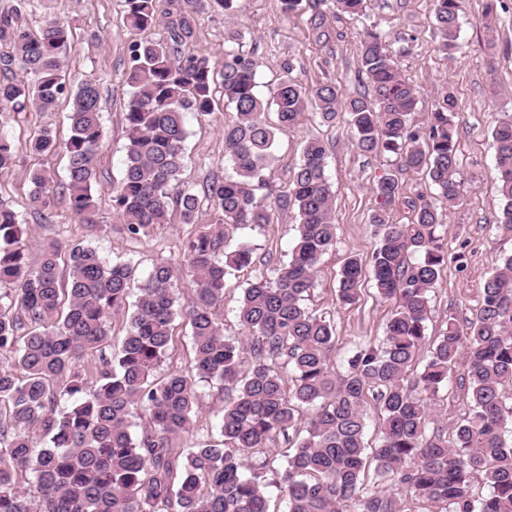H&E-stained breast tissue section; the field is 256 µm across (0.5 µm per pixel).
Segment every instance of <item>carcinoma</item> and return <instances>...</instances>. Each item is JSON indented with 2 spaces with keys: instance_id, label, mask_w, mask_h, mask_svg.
<instances>
[{
  "instance_id": "carcinoma-1",
  "label": "carcinoma",
  "mask_w": 512,
  "mask_h": 512,
  "mask_svg": "<svg viewBox=\"0 0 512 512\" xmlns=\"http://www.w3.org/2000/svg\"><path fill=\"white\" fill-rule=\"evenodd\" d=\"M29 0L0 13V104L15 112L31 105L56 111L72 101L70 136L59 144L45 126L30 142L39 154L64 148L67 177L60 196L75 216L97 211V155L103 143L99 83L67 86L61 53L69 22L44 21L33 31L20 22ZM365 0H333L336 14L358 16ZM124 17L138 32L127 71L126 159L112 184V210L128 237L140 241L155 226L199 223L201 199L214 221L183 243L182 261L194 277V299L178 313L170 266L147 274L129 307L136 269L110 262L83 242L58 240L31 258L26 215L0 203V512H268V487L285 492L286 512H512V252L499 256L484 282L482 301L464 326L448 321L428 339L430 292L448 250L443 213L424 196L407 201L409 224H393L389 210L400 196L398 174L388 168L374 184L371 217L379 241L371 256H351L338 280L337 299L351 305L370 271L378 296L394 304L379 342L358 344L343 373L329 366L334 323L304 304L315 287L322 256L336 242L335 188L325 174L326 145L310 139L278 207H295L298 234L288 261L265 275L252 246L229 245L230 232L270 223L267 170L277 131L294 126L308 106L324 123L339 113L362 154L399 156L400 170L423 171L440 196L460 199L455 100L421 126L412 114L415 87L402 75L387 34L365 30L360 71L370 96L339 104L335 86L306 87L286 74L264 97L257 64L243 50L241 31L224 34V55L179 56L193 36L190 14L173 0H123ZM441 50L458 47L464 0H434ZM167 36L158 37V28ZM235 116L224 123L226 177L206 180L202 191L180 186L187 138L186 115L214 113L215 87ZM275 109L277 125L266 121ZM502 210L497 224L512 238V117L492 130ZM15 159L0 122V169ZM44 170L30 174L26 210L47 221L53 200ZM254 272L237 309L242 336H224L217 310L226 276ZM184 317L194 351L184 371L156 375L168 358L173 323ZM125 321L121 346L112 350V318ZM422 369L414 372L424 345ZM224 391L216 413L219 438L188 453L172 440L194 427L197 382ZM457 385L468 411L445 432L429 430L427 400ZM377 410L379 443H365L368 407ZM145 419L132 434L136 420ZM288 448L279 452L280 441ZM284 464L273 467L275 455ZM255 456L245 466L243 455Z\"/></svg>"
}]
</instances>
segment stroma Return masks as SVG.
I'll use <instances>...</instances> for the list:
<instances>
[{
  "mask_svg": "<svg viewBox=\"0 0 512 512\" xmlns=\"http://www.w3.org/2000/svg\"><path fill=\"white\" fill-rule=\"evenodd\" d=\"M236 6L234 19L228 21L210 0H193L190 9L195 34L181 46V53L219 59L224 52V29L232 24L243 31L244 49L257 63L260 93H268L289 72L309 86L335 84L344 102L368 90L367 79L360 72L359 46L363 29L372 26L396 38L391 49L402 73L418 91L419 103L413 115L416 124L426 123L429 112L441 104L445 94L453 95L459 131L457 178L462 185L459 204L447 207L425 173L406 171L401 176L403 200L392 207L390 219L396 224L409 223L411 213L404 201L419 194L443 211L442 233L448 251L463 253L465 259L460 263L448 261L440 274L431 293L428 334L438 335L449 319L460 323L472 319L498 255L512 250V240L501 237L497 229L501 203L494 179L492 139L495 120L512 115V0H467L459 48L451 55L439 48L433 0H367L364 14L357 19L335 17L330 0H302L291 13L283 11L281 0H237ZM488 9L493 17L487 25L483 15ZM51 16L67 19L74 30V40L62 54L67 83L75 86L95 79L101 85V184L96 193V226H88L74 217L64 202H57L51 220L31 222L30 254L38 256L43 243L52 239L84 241L97 247L105 258L131 260L142 277L156 263L166 261L172 267L176 301L179 306H188L194 285L179 256L187 237L198 232L200 224L211 222V212H204L200 224H164L149 238L134 241L126 235L111 206L109 187L119 178L125 159L124 112L130 93L126 70L130 49L138 38L124 22L122 0H31L24 22L36 29ZM69 110L64 101L56 112L47 115L30 108L10 116L6 130L14 144L15 161L11 168L0 171L1 203L24 209L32 169H46L54 183L65 181L63 153L32 154L28 141L44 126L51 127L58 139H67ZM231 117V112L219 110L205 120L188 118L182 174L185 185L198 189L211 175L228 174L221 128ZM309 139H321L327 145L326 173L336 188V244L321 260L308 306L331 319L336 327L331 364L340 371L354 346L382 337L391 314V303L376 297L371 282H363L358 301L348 306L339 305L336 288L347 258L369 257L376 246L371 216L377 203L372 187L384 169L397 166L398 158L391 153L360 154L344 122L330 126L308 112L295 127L278 134L270 168L273 194L287 191L300 161L301 146ZM297 222L294 209L274 207L269 224L237 231L236 236L248 241L257 253L270 255L276 266L288 258ZM198 392L195 425L175 439L184 449L217 435L214 412L223 405L224 396L204 383Z\"/></svg>",
  "mask_w": 512,
  "mask_h": 512,
  "instance_id": "obj_1",
  "label": "stroma"
}]
</instances>
